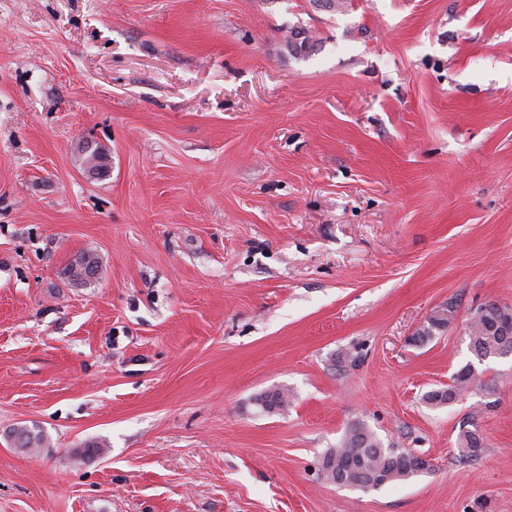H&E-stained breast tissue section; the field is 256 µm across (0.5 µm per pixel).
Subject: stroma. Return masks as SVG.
<instances>
[{
	"mask_svg": "<svg viewBox=\"0 0 512 512\" xmlns=\"http://www.w3.org/2000/svg\"><path fill=\"white\" fill-rule=\"evenodd\" d=\"M489 302L512 308V0H0V512H512V354L466 335ZM357 421L431 471L323 478ZM453 318L454 309L452 307L446 306L437 310L427 319L426 324L416 332L415 336L412 337L411 342L423 344L431 341L436 337L437 333L448 329ZM474 378L472 366L465 365L454 374L452 384L448 385V388L428 392L425 395V401L434 407L449 404L470 387ZM472 429L467 425L460 427L457 438V448L461 459H471L478 455L479 449L482 447L480 434L473 422H468Z\"/></svg>",
	"mask_w": 512,
	"mask_h": 512,
	"instance_id": "1",
	"label": "stroma"
}]
</instances>
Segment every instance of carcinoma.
Returning <instances> with one entry per match:
<instances>
[{
  "label": "carcinoma",
  "mask_w": 512,
  "mask_h": 512,
  "mask_svg": "<svg viewBox=\"0 0 512 512\" xmlns=\"http://www.w3.org/2000/svg\"><path fill=\"white\" fill-rule=\"evenodd\" d=\"M303 33V29L291 33L293 39L288 42V46L295 56L305 55L315 47L308 36L295 39V36ZM453 318L454 309L451 307L446 306L436 311L412 337V342L423 344L434 339L437 333L448 329ZM502 324V307L493 303L480 308L471 318L467 336L470 351L477 359L482 361L512 353V331L504 330ZM474 378L472 366L465 365L454 374L448 388L428 392L425 401L434 407L446 405L466 391ZM255 404L265 413H274L288 405V397L278 390L264 392L255 397ZM481 447L477 427H460L457 448L461 459L477 456ZM413 458L414 453L410 451L384 446L373 431L358 421L348 427L336 447L325 451L321 471L327 480L338 486L377 489L394 481L420 475L413 467Z\"/></svg>",
  "instance_id": "obj_1"
}]
</instances>
